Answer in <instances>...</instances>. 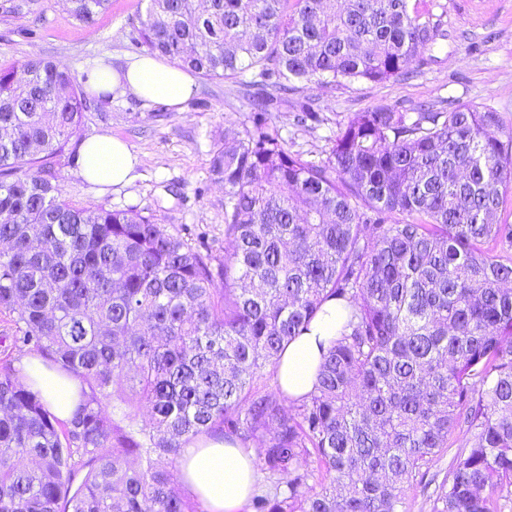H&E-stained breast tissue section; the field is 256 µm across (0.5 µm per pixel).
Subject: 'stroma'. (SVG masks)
<instances>
[{"mask_svg":"<svg viewBox=\"0 0 512 512\" xmlns=\"http://www.w3.org/2000/svg\"><path fill=\"white\" fill-rule=\"evenodd\" d=\"M445 10L447 37L432 48L434 64H410L407 78L372 85L344 81L333 95L315 84L304 96L317 99L326 118L314 132L297 130L292 114L276 115L291 150L309 160L326 156L337 121L388 102L436 109L460 104L489 107L512 124V0H435ZM148 0H111L92 25L74 19L67 0H45L42 13L0 16V65H21L34 56L52 60L75 77L102 64L140 55L132 39ZM241 91L229 80L195 77L191 99L170 107L128 94L89 112L86 136L126 142L142 160L139 177L124 188H104L82 177L77 166L61 169L65 196L115 209H148L161 223L181 229L193 245L224 251V189L209 174L210 152L224 134L239 130Z\"/></svg>","mask_w":512,"mask_h":512,"instance_id":"1","label":"stroma"}]
</instances>
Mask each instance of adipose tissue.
I'll list each match as a JSON object with an SVG mask.
<instances>
[{
  "instance_id": "obj_1",
  "label": "adipose tissue",
  "mask_w": 512,
  "mask_h": 512,
  "mask_svg": "<svg viewBox=\"0 0 512 512\" xmlns=\"http://www.w3.org/2000/svg\"><path fill=\"white\" fill-rule=\"evenodd\" d=\"M90 84L99 92L129 93L172 107L188 98L193 87L191 77L180 66L149 54L117 66H100ZM76 164L79 173L91 181L117 187L135 180L140 160L122 140L96 135L84 141ZM345 315L341 304L333 300L325 303L309 331L286 345L275 379L289 398L299 399L313 390L322 348L335 339ZM22 372L56 416L71 417L79 402L74 379L49 369L34 357L23 359ZM254 460L253 449L202 436L182 449L176 477L204 504L206 512H248L258 479Z\"/></svg>"
}]
</instances>
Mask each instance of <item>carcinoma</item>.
I'll list each match as a JSON object with an SVG mask.
<instances>
[{"label": "carcinoma", "instance_id": "carcinoma-1", "mask_svg": "<svg viewBox=\"0 0 512 512\" xmlns=\"http://www.w3.org/2000/svg\"><path fill=\"white\" fill-rule=\"evenodd\" d=\"M90 24L109 0H70ZM425 0H149L134 44L244 88L215 143L224 255L135 207L63 195L84 85L42 57L0 68V315L14 345L80 381L58 418L0 363V512H197L174 490L207 435L256 450L254 512H502L512 489V128L501 113L379 103L336 123L325 159L274 113L324 122L316 83L383 84L442 32ZM42 0H0L21 17ZM336 300L347 319L314 391L253 389ZM150 420L140 419L141 408ZM466 427L467 453L431 472ZM328 483L309 484L314 472Z\"/></svg>", "mask_w": 512, "mask_h": 512}]
</instances>
